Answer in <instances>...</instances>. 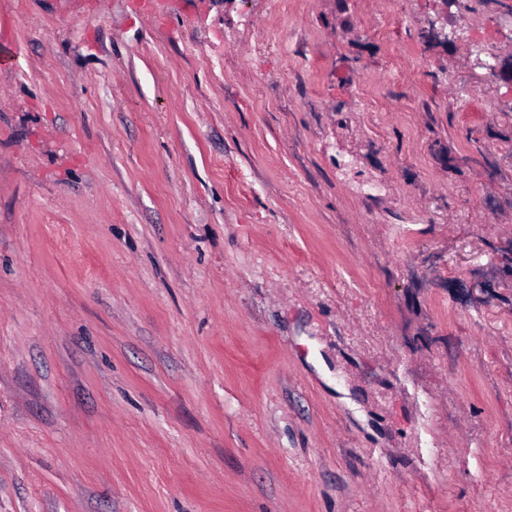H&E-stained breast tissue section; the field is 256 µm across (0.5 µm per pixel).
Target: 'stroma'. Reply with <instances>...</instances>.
<instances>
[{
  "mask_svg": "<svg viewBox=\"0 0 512 512\" xmlns=\"http://www.w3.org/2000/svg\"><path fill=\"white\" fill-rule=\"evenodd\" d=\"M2 51L0 512H512V0H0Z\"/></svg>",
  "mask_w": 512,
  "mask_h": 512,
  "instance_id": "obj_1",
  "label": "stroma"
}]
</instances>
